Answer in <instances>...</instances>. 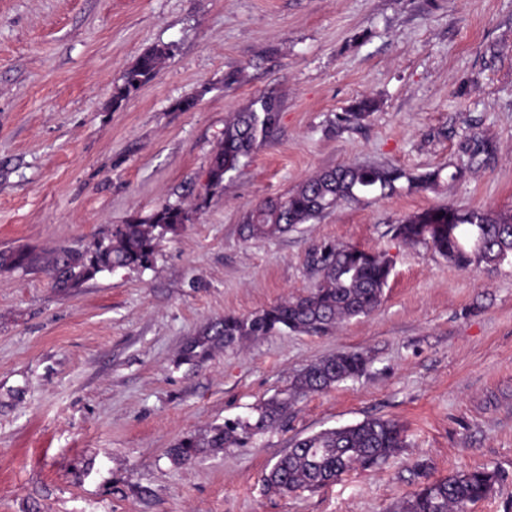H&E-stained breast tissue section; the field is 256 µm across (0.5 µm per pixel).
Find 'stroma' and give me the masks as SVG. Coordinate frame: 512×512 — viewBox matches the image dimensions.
I'll return each instance as SVG.
<instances>
[{"mask_svg": "<svg viewBox=\"0 0 512 512\" xmlns=\"http://www.w3.org/2000/svg\"><path fill=\"white\" fill-rule=\"evenodd\" d=\"M157 45L173 49L161 74L113 107L123 70ZM262 96L280 103L276 130L198 205L225 121ZM364 98L375 111L344 122ZM474 134L493 154L437 190L240 234L248 211L320 170L418 175L459 162ZM168 202L195 211L150 268L68 292L43 271L0 272V512H393L481 468L499 481L467 512H512V260L463 270L390 231L432 206L512 214V0H0V251L85 249ZM324 242L390 259L375 312L184 361L211 320L307 294ZM345 348L365 352L364 376L299 399L244 446L170 459ZM368 418L404 429L379 470L265 490L293 439Z\"/></svg>", "mask_w": 512, "mask_h": 512, "instance_id": "35a3bbf8", "label": "stroma"}]
</instances>
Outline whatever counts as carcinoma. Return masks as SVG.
I'll return each mask as SVG.
<instances>
[{
  "label": "carcinoma",
  "mask_w": 512,
  "mask_h": 512,
  "mask_svg": "<svg viewBox=\"0 0 512 512\" xmlns=\"http://www.w3.org/2000/svg\"><path fill=\"white\" fill-rule=\"evenodd\" d=\"M172 55L169 45L145 51L126 68L115 86L112 105L118 107L143 85L156 79ZM280 105L273 98H259L235 113L224 125V139L212 154L202 202L224 191V179L235 172L257 144L277 126ZM492 146L474 140L465 149L467 162L454 165L453 181L463 175ZM406 180L409 189L426 191L442 180L437 169L418 176L389 165H357L325 169L308 178L283 199L264 202L252 209L242 224L247 240L272 239L321 218L341 203L360 200L367 194L381 196L397 190ZM192 211L180 204L165 203L146 218L136 217L112 226V264L120 268L152 266L161 241L191 222ZM405 242L424 244L461 269L497 266L512 257V215L503 216L478 207L453 205L416 212L391 227ZM105 262L99 249L85 252L64 249L35 253L27 249L0 252V271L41 268L53 287L67 291L92 278L90 268ZM307 264L318 274L310 292L285 299L248 316L227 314L192 337L183 350L188 362L208 359L220 348L257 341L289 330L296 333H326L339 323L373 313L381 305L392 266L386 256L354 246L324 243L313 248ZM368 358L357 349H345L293 375L288 389L264 400L256 416L210 427L202 434L181 439L169 456L184 464L209 452L240 446L254 436L281 424L300 396L322 392L346 380L362 376ZM405 446L398 422L366 419L349 426L325 429L295 440L263 482L275 494L317 490L355 470L378 468ZM498 481L494 470L461 471L428 483L396 507V512H465L468 505L487 498Z\"/></svg>",
  "instance_id": "obj_1"
}]
</instances>
